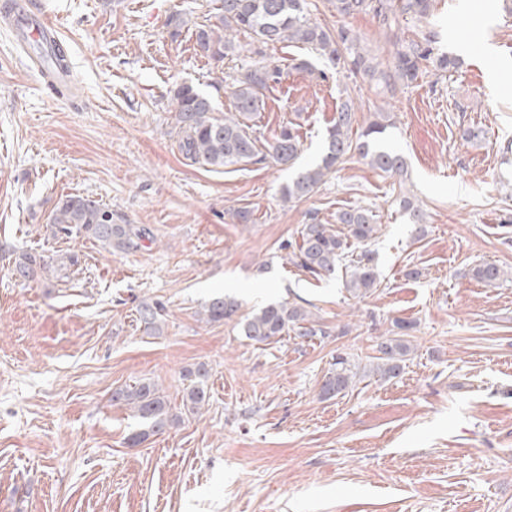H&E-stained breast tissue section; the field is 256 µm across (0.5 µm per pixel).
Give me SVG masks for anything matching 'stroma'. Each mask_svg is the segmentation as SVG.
I'll list each match as a JSON object with an SVG mask.
<instances>
[{
	"label": "stroma",
	"instance_id": "obj_1",
	"mask_svg": "<svg viewBox=\"0 0 512 512\" xmlns=\"http://www.w3.org/2000/svg\"><path fill=\"white\" fill-rule=\"evenodd\" d=\"M58 25L74 83L62 87L18 45L0 16V512H512V13L503 0H434L426 22L379 28L368 14L311 17L360 34L376 62L433 31L460 68L391 92L291 44L255 123L266 138L298 127L299 165L320 161L336 108L357 123L389 113L384 146L408 165L384 177L353 155L311 198L283 200L292 171L268 163L213 170L179 150L171 92L193 85L218 112V82L193 33L212 0H34ZM184 22L173 34L166 21ZM479 129L467 141L464 129ZM112 208L150 227L135 253L52 237L60 197ZM424 219L416 235L399 206ZM370 207L380 231L378 290L351 297L336 276L292 265L304 224ZM247 207L254 223H235ZM79 256L34 281L17 256ZM491 261L508 276L478 282ZM229 294L241 314L290 301L323 335L256 345L204 309ZM161 303L162 328L137 309ZM410 322L411 352L389 380L371 373L377 340ZM361 367L345 394L320 396L336 355ZM209 371L200 414L184 413L186 374ZM152 382L179 423L132 447L143 424L116 389Z\"/></svg>",
	"mask_w": 512,
	"mask_h": 512
}]
</instances>
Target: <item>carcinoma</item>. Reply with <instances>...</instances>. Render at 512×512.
Masks as SVG:
<instances>
[{"instance_id": "cac0c4a2", "label": "carcinoma", "mask_w": 512, "mask_h": 512, "mask_svg": "<svg viewBox=\"0 0 512 512\" xmlns=\"http://www.w3.org/2000/svg\"><path fill=\"white\" fill-rule=\"evenodd\" d=\"M434 0H335L340 16L365 13L379 25L391 26L396 15L410 16L418 21L431 14ZM198 50L214 64L242 53L250 63L232 76L231 94L234 111L218 115L211 99L189 84L173 90L179 149L193 163L214 169L239 164H264L268 161L287 164L295 160L300 135L291 125L282 127L271 141L248 124L265 109V92L281 82L282 67L266 59L265 49L273 44L295 43L309 47L319 55L353 75L378 76L379 82L392 91L398 86L409 87L425 74L423 62L432 61L435 68L448 72L460 65V59L438 53L437 36L430 32L420 40L411 39L397 50L393 65L379 71L363 52L361 37L349 28L333 31L310 19L308 0H213V13L207 23L196 28ZM356 122L355 104L346 99L337 109L336 119L328 130L327 147L321 162L299 171L282 188L288 200L311 196L336 166L352 152L358 153L374 170L391 177L406 171L403 158L382 145L389 124L368 123L353 136ZM112 208L79 194H68L58 201L49 217L53 237L62 239L87 238L101 242L117 251L136 252L144 242L153 241L152 230L142 224H114L108 215ZM373 210L364 207L344 209L336 213L337 231L330 224H303L298 230L296 248L291 261L313 276H330L345 268L344 288L354 296L363 297L377 287L375 256L367 248L377 237L378 225ZM51 271V263L39 252L21 254L15 260L14 274L24 280H34ZM474 279L495 283L504 270L493 263L471 269ZM207 321H232L239 303L232 297H216L205 308ZM163 307L144 304L138 310L144 328L154 331L162 317ZM243 336L254 343H265L289 332L301 338L325 335V331L297 303L269 304L239 321ZM398 335L377 344V363L372 372L381 378H393L410 352L405 336L411 324L395 321ZM192 384L183 397V408L191 414L199 412L207 401V371L203 367L189 373ZM356 372L350 361L336 357L334 368L326 375L321 392L333 398L347 390ZM112 400L131 406L146 424V429L132 435L129 444L136 447L149 436L164 432L180 420L170 412V405L160 389L151 382H141L119 389Z\"/></svg>"}]
</instances>
